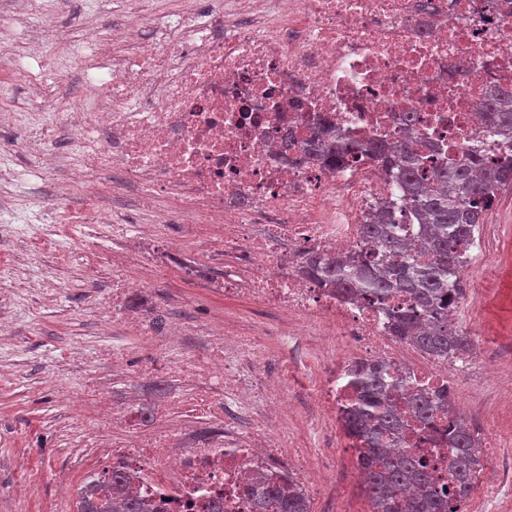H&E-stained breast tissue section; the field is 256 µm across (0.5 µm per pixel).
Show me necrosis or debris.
<instances>
[{"label": "necrosis or debris", "mask_w": 512, "mask_h": 512, "mask_svg": "<svg viewBox=\"0 0 512 512\" xmlns=\"http://www.w3.org/2000/svg\"><path fill=\"white\" fill-rule=\"evenodd\" d=\"M156 37L127 43L112 31L95 43L87 89L104 106L77 115L78 157L71 182L98 197L100 172L120 170L141 189L146 224H116L113 237L159 234L186 224V242L223 268L225 296L245 295L274 310L257 336L207 327L203 353L165 357L187 385L143 429L136 406L102 414L93 475L133 478V491L160 512H259L250 479L292 481L321 492L295 461L302 454L276 418L288 406L284 385L259 371L261 341L315 337L317 438L343 427L353 367L385 362L415 386L460 397V377L486 371L463 355H420L411 363L390 328L388 306L330 288L303 273L312 257L362 246L365 215L383 200L406 242L419 223L392 178L362 162H323L321 140L343 146L409 141L424 158L458 160L477 150L512 154L487 127L481 105L512 87V0H226L221 15L187 7L176 22L148 14ZM105 129L106 138L96 135ZM399 448L427 459L435 486L448 483V417L409 419Z\"/></svg>", "instance_id": "4bbe7bcc"}]
</instances>
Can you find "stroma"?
I'll use <instances>...</instances> for the list:
<instances>
[{
	"instance_id": "35a3bbf8",
	"label": "stroma",
	"mask_w": 512,
	"mask_h": 512,
	"mask_svg": "<svg viewBox=\"0 0 512 512\" xmlns=\"http://www.w3.org/2000/svg\"><path fill=\"white\" fill-rule=\"evenodd\" d=\"M48 2L58 24L71 34L62 48L47 47L38 23L29 17L0 25V109L18 117L16 124L0 126V163L18 173L13 184L0 186V225L52 224L62 213L85 209L84 194L69 186L65 170L46 172L38 166L43 153L76 155L63 115L94 108L102 98L84 88L73 54H91L93 36L115 28L142 42L154 36L144 0ZM49 112L56 113V120H46ZM101 179L114 188L103 197V209L119 223H140L135 188L122 185L115 171L102 173ZM490 234L491 247L474 283L483 299L467 304L456 326L474 337L475 354L495 366L494 374L465 383L459 403L462 417L483 424L488 433L483 471L492 477L512 464V282L501 276L502 267L512 261V219L497 215ZM121 250L124 273L148 280L124 301L125 314L149 319L163 312L169 320L186 323L193 333L182 340L185 353L203 350L196 329L226 322L248 334L269 315L249 300H225L217 289L222 273L208 265L202 250L183 248L171 257L176 266L192 267L190 276L155 278L148 271L154 257L150 241L132 238ZM113 251L108 224L91 230L68 225L48 251L33 258L20 252L12 237L0 235V262L15 264L13 287L0 288V320L9 323L0 334V512H57L63 484L69 502L77 501L93 467L90 429L97 416L94 401L71 407L85 373L99 376L104 396L117 405L133 390L146 408L174 395L180 377L165 360L162 345L131 330L125 314L104 312L112 299ZM116 345L131 353L132 365L121 376L113 374L108 359ZM298 346L308 367L292 368L287 345L273 342L263 374L288 386L290 409L280 424L304 448V469L317 475L328 459L336 461L335 492L309 495L310 512H370L363 485L349 478L353 456L310 449L307 388L310 365L317 360L315 339L300 337Z\"/></svg>"
}]
</instances>
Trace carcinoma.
<instances>
[{
    "instance_id": "cac0c4a2",
    "label": "carcinoma",
    "mask_w": 512,
    "mask_h": 512,
    "mask_svg": "<svg viewBox=\"0 0 512 512\" xmlns=\"http://www.w3.org/2000/svg\"><path fill=\"white\" fill-rule=\"evenodd\" d=\"M483 112L494 132L512 138V90L496 92ZM357 152L403 188L420 221L419 250L405 243L383 203L363 224V239L374 244L382 258L376 260L360 249L345 260L312 259L305 273L372 302L400 293L408 304L391 315L395 336L438 358L469 352V336L448 323V301L464 298L461 269L483 224L488 198L512 188V157L491 165L485 156L475 154L462 163L440 162L427 168L405 141L370 142ZM350 386L356 396L345 410L344 430L365 442L358 449L357 464L371 512H448L451 501L469 496L482 459L463 419H456L448 430L450 483L441 492L430 490L432 477L422 456L390 448L402 428L392 392L407 391L408 408L424 423L444 412L447 401L410 390L405 379L390 378L386 365L379 362L361 365ZM256 494L263 508L273 512H309L305 495L291 484H260ZM77 512H149V505L131 494L113 501L87 482L80 489Z\"/></svg>"
}]
</instances>
